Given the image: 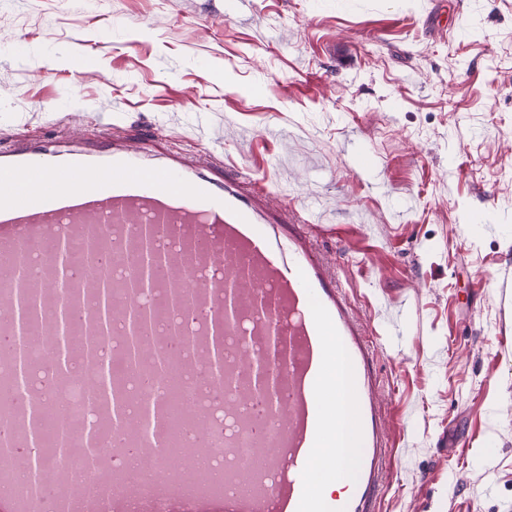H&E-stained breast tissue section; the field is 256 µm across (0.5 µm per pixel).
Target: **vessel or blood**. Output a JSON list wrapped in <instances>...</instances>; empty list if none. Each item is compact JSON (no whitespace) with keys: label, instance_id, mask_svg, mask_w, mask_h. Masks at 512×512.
Returning a JSON list of instances; mask_svg holds the SVG:
<instances>
[{"label":"vessel or blood","instance_id":"b4317fda","mask_svg":"<svg viewBox=\"0 0 512 512\" xmlns=\"http://www.w3.org/2000/svg\"><path fill=\"white\" fill-rule=\"evenodd\" d=\"M212 161L171 157L150 164L130 145H113L106 153L82 150L46 157L40 147L0 149V259H13L20 248L47 245L66 234L91 251L111 242L120 257H140L145 228L159 227L164 272L148 295L163 302L185 290L197 321L154 325L140 345L151 360L156 341L187 334L181 361L185 378L211 368L216 312L224 308V290L233 288L237 311L224 333V402L209 397L196 404L224 442V495L221 512H379L378 490L392 454L378 430L377 401L367 381L369 341L349 314L345 296L322 262L298 240L282 241L270 215L246 193L249 181L238 176H210ZM35 279L45 319L58 308L57 271L37 257ZM99 289L95 274L84 273L69 285V295L85 320L95 323ZM283 347L271 370L277 380L272 423L252 412L257 387L243 350L267 357L272 336ZM337 342L353 365L359 410L358 433L366 445L356 458V484L345 496L326 498L311 480L313 465L338 467L342 458L320 457V448L336 441V422L325 400L329 344ZM123 407L124 433L141 439L149 453L164 446L168 412L161 397L135 378L112 388ZM152 402L155 428L142 434L141 414L128 404ZM46 512H210L200 493L158 472L139 482L136 492L111 494L107 484L90 490L58 492Z\"/></svg>","mask_w":512,"mask_h":512}]
</instances>
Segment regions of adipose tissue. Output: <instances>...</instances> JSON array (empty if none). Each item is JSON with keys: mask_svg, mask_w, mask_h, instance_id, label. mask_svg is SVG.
<instances>
[{"mask_svg": "<svg viewBox=\"0 0 512 512\" xmlns=\"http://www.w3.org/2000/svg\"><path fill=\"white\" fill-rule=\"evenodd\" d=\"M329 392L333 398L336 412V428L342 447L349 455L358 452L356 437L357 408L352 393V377L349 364L341 350H334L333 359L327 365Z\"/></svg>", "mask_w": 512, "mask_h": 512, "instance_id": "ef3b65f1", "label": "adipose tissue"}]
</instances>
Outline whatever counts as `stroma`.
I'll list each match as a JSON object with an SVG mask.
<instances>
[{"instance_id": "1", "label": "stroma", "mask_w": 512, "mask_h": 512, "mask_svg": "<svg viewBox=\"0 0 512 512\" xmlns=\"http://www.w3.org/2000/svg\"><path fill=\"white\" fill-rule=\"evenodd\" d=\"M1 142L208 154L308 209L281 231L375 347L382 512H512V0H0Z\"/></svg>"}]
</instances>
